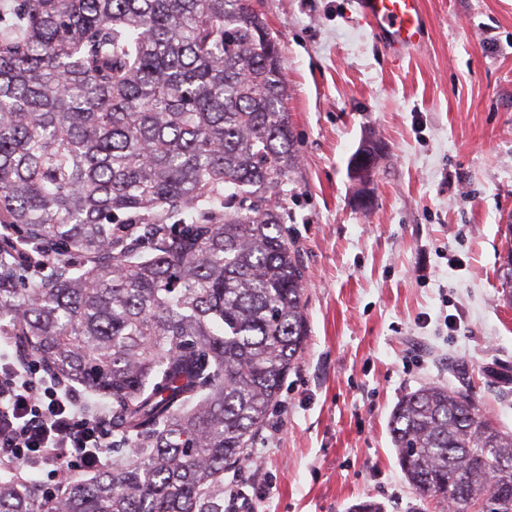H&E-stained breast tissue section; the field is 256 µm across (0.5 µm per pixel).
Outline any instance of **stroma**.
I'll use <instances>...</instances> for the list:
<instances>
[{"label":"stroma","mask_w":512,"mask_h":512,"mask_svg":"<svg viewBox=\"0 0 512 512\" xmlns=\"http://www.w3.org/2000/svg\"><path fill=\"white\" fill-rule=\"evenodd\" d=\"M422 46L396 58L354 0H256L281 43L299 163L286 226L305 268L308 338L224 512H443L416 498L388 420L401 396L468 362L482 409L512 431V0H422ZM386 145L355 207L350 157ZM266 487L268 496L255 492Z\"/></svg>","instance_id":"stroma-1"}]
</instances>
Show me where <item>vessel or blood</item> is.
Listing matches in <instances>:
<instances>
[{
	"label": "vessel or blood",
	"instance_id": "obj_1",
	"mask_svg": "<svg viewBox=\"0 0 512 512\" xmlns=\"http://www.w3.org/2000/svg\"><path fill=\"white\" fill-rule=\"evenodd\" d=\"M356 7L394 55L405 56L422 43L426 22L421 0H357Z\"/></svg>",
	"mask_w": 512,
	"mask_h": 512
}]
</instances>
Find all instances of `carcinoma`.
Returning a JSON list of instances; mask_svg holds the SVG:
<instances>
[{
  "label": "carcinoma",
  "mask_w": 512,
  "mask_h": 512,
  "mask_svg": "<svg viewBox=\"0 0 512 512\" xmlns=\"http://www.w3.org/2000/svg\"><path fill=\"white\" fill-rule=\"evenodd\" d=\"M287 97L252 0H0V335L112 423V469L0 479V512H224L308 336ZM454 372L392 410L398 465L512 512V433Z\"/></svg>",
  "instance_id": "1"
}]
</instances>
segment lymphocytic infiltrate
<instances>
[{
	"label": "lymphocytic infiltrate",
	"mask_w": 512,
	"mask_h": 512,
	"mask_svg": "<svg viewBox=\"0 0 512 512\" xmlns=\"http://www.w3.org/2000/svg\"><path fill=\"white\" fill-rule=\"evenodd\" d=\"M111 438L77 390L0 356V470L50 466L63 480L78 464L106 466Z\"/></svg>",
	"instance_id": "obj_1"
}]
</instances>
